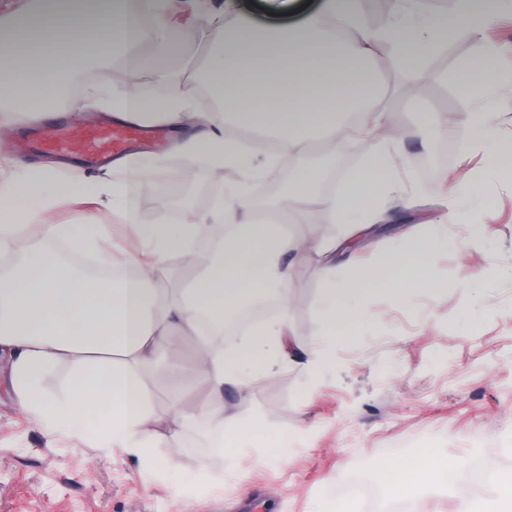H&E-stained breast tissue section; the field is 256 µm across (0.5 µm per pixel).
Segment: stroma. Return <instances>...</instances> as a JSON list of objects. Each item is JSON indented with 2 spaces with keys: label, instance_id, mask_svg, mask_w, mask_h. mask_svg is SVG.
<instances>
[{
  "label": "stroma",
  "instance_id": "35a3bbf8",
  "mask_svg": "<svg viewBox=\"0 0 512 512\" xmlns=\"http://www.w3.org/2000/svg\"><path fill=\"white\" fill-rule=\"evenodd\" d=\"M209 15L191 11L185 0H164L169 23L188 32L171 54L159 55L154 42L141 44L137 74L113 68V95L128 87L138 94L183 97L191 111H203L195 92L211 46L210 17L224 18L226 0H206ZM236 15L261 27L292 20L291 0H234ZM492 53L501 81L495 91V116L488 139L512 140V12L483 32L470 35L461 49L468 57ZM455 62L427 72L413 86L388 66L380 72L393 93L377 113L371 134L349 129L340 143L344 159L337 176L361 166L376 153L388 155L399 176L398 195L409 207L386 206L369 230L350 235L348 225L331 223L318 205L300 212L294 230L321 242L339 241L331 261L337 269L373 268L379 255L396 253L408 235L432 230L425 256L440 283L419 288L397 303L375 295L353 342L329 343L321 335L325 286L317 274L321 256L309 253L295 265L288 283V326L304 351L330 352L332 365L315 375L305 363L276 368L241 389H225L214 398L207 381L195 382L180 411L169 406L175 367L195 350L185 338L172 370L146 377L154 395L152 411L140 426L142 437L162 439L158 457L170 450L173 468L147 470L122 448H106L94 437L46 434L18 407L8 383L9 364L0 363V512H242L244 500L256 512H324L345 499L354 473L378 479L388 461L405 460L435 448L471 464L477 458L512 466V181L498 178L487 153L462 156L469 104H457L451 90ZM94 81L69 92L47 112L0 123V182L20 168L47 169L55 182L77 185L42 213L46 224H105L101 243L114 259H123L133 233L112 207L109 189L126 180L120 164L88 169L59 153L13 150L20 128L51 133L65 121L68 133H80L110 110L88 104ZM422 125L425 139L406 138ZM194 131H172L162 148L143 147L148 171L136 183L137 218L142 224L176 226L188 220L210 221L211 210L195 203L173 207L172 198L215 185L232 186L264 168L267 151L252 145L247 166L221 170L202 156L186 153ZM484 173L476 223L452 221L450 185H466L474 170ZM219 403L238 420L260 419L267 436L262 446L211 448L209 427L190 415L201 405ZM212 488L196 490L200 474Z\"/></svg>",
  "mask_w": 512,
  "mask_h": 512
}]
</instances>
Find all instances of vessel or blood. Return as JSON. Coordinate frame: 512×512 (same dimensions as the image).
<instances>
[{"label": "vessel or blood", "mask_w": 512, "mask_h": 512, "mask_svg": "<svg viewBox=\"0 0 512 512\" xmlns=\"http://www.w3.org/2000/svg\"><path fill=\"white\" fill-rule=\"evenodd\" d=\"M157 131L133 123L125 125L92 126L84 131L81 139H73L64 134L53 138L34 139L24 135L16 141L17 153L24 154L34 149H52L62 154H70L96 163H104L113 156L126 152L129 146L140 140H153Z\"/></svg>", "instance_id": "b4317fda"}]
</instances>
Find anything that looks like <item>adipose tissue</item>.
Segmentation results:
<instances>
[{
  "instance_id": "adipose-tissue-1",
  "label": "adipose tissue",
  "mask_w": 512,
  "mask_h": 512,
  "mask_svg": "<svg viewBox=\"0 0 512 512\" xmlns=\"http://www.w3.org/2000/svg\"><path fill=\"white\" fill-rule=\"evenodd\" d=\"M504 5L505 0H455L451 13L436 14L405 0L377 34L366 31L359 0H323L294 24L262 29L238 19L217 25L201 75L219 107L208 116V132L190 148L219 166L246 162L239 140L224 134L228 125L272 138L291 155L342 137L347 117L375 111L385 94L371 53L374 39L390 42L395 68L418 81L430 51L457 32L484 31ZM154 36L167 49L186 39L184 31L160 19L157 0H37L33 15L17 12L0 20V110L16 119L42 111L58 92L59 74L75 61L99 63L118 48L130 55ZM454 81L473 88L476 101L460 153L486 145L500 174L512 179V142L484 137L500 82L491 55L461 59ZM93 96L123 120L182 126L196 118L180 98L148 103L133 91L113 98L108 72L101 74ZM49 180V172L29 169L0 187L1 256L12 252L27 224L39 220ZM323 181L318 169H294L271 218H260L259 208L242 193L230 207L216 201L210 224L189 221L175 228L137 223L133 187L124 185L117 193L123 216L138 245H152V260L145 264L128 252L121 273L108 284L73 271L47 248H28L20 270L0 274V350L10 354L9 385L20 409L52 430L132 449L145 468H163L156 441L137 433L154 402L141 364L156 351L175 348L176 332L183 329L197 343L194 370L207 376L213 392L260 380L289 347L287 314L260 324L229 351L224 323L243 308L288 291L293 262L306 240L274 225L273 216L293 212L296 200L311 198L351 224L392 199L393 173L380 154L350 172L332 193H325ZM105 231L102 224H47L43 236L95 251ZM205 236L216 241L209 262L163 300L157 279L168 258L192 256ZM428 248V238L420 234L409 237L400 253L378 258L373 272L351 267L348 279L358 288L351 306L343 302L336 268L326 260L329 246L316 244L323 257L319 277L328 286L323 336L335 343L353 340L374 292L401 301L413 289L435 287L424 260ZM65 357L73 367L60 395L44 396L39 375ZM201 413L220 432L223 448L252 444L266 434L260 421L244 425L217 407H203ZM461 470L460 458L428 449L389 463L381 479L392 497L407 499L447 488ZM456 512H512V468L495 472L486 494L459 496Z\"/></svg>"
}]
</instances>
